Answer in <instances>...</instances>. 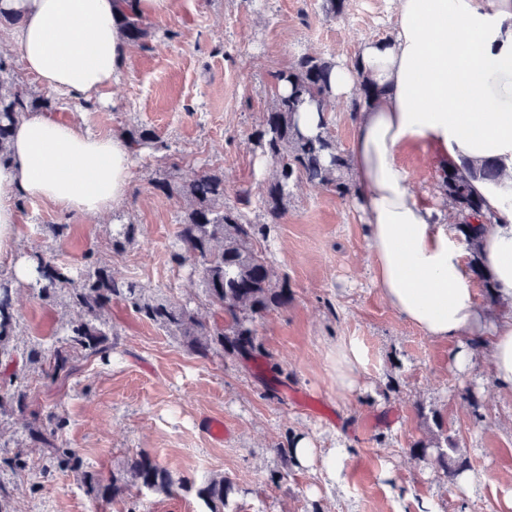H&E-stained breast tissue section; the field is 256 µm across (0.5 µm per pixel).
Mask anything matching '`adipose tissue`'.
I'll return each mask as SVG.
<instances>
[{"label": "adipose tissue", "mask_w": 512, "mask_h": 512, "mask_svg": "<svg viewBox=\"0 0 512 512\" xmlns=\"http://www.w3.org/2000/svg\"><path fill=\"white\" fill-rule=\"evenodd\" d=\"M171 0H0L18 16L13 42L24 67L49 91L103 95L130 45L126 8L162 16ZM378 95L364 106L347 162L369 226L373 281L389 306L441 342L480 335L490 372L512 388V0H398L390 34L362 44L331 73L332 98L360 79ZM424 143L438 170L496 160L503 181L471 185L491 222L483 254L504 307L488 317L462 261L463 217L427 205L399 165L403 146ZM0 165V256L14 248L15 196L65 212L106 214L126 196L133 165L124 140L80 131L47 112L23 115Z\"/></svg>", "instance_id": "obj_1"}]
</instances>
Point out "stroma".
Instances as JSON below:
<instances>
[{
    "label": "stroma",
    "instance_id": "stroma-1",
    "mask_svg": "<svg viewBox=\"0 0 512 512\" xmlns=\"http://www.w3.org/2000/svg\"><path fill=\"white\" fill-rule=\"evenodd\" d=\"M397 0H347L332 17L324 0H171L150 18V50L133 48L104 96L77 100L59 91L58 118L80 130L123 136L135 126L154 129L167 150L143 149L124 201L105 217L63 212L25 199L18 206L15 247L0 259V277L17 261L54 255L80 266L88 249L121 277L174 303H204L191 267L171 263L183 199L158 189L192 180L204 170L224 176V203L255 224H270L264 197L273 169L254 133L271 105L274 72L299 55L352 60L359 47L387 35ZM428 147L414 144L397 160L411 188L429 205L442 201ZM66 225L54 237L51 225ZM135 227L124 251L113 252L112 230ZM260 246L275 284H287L288 304L256 316L257 339L279 367L276 391L249 362L218 352L191 354L182 342L143 319L124 301L108 312L117 345L109 361L76 356L69 375L26 367L20 354L40 342L64 347L74 311L48 304L26 286L15 295L19 354L0 365V381L24 376L30 398L24 414H0V485L8 512H209L199 488L227 478L232 512H507L512 491V390L499 386L482 350L475 366H453L456 342H437L403 320L371 282L368 226L355 199L295 182L288 208ZM364 353L356 388L336 386L334 354L342 339ZM68 421L65 440L85 470L123 478L128 463L147 456L168 469L165 492L129 488L102 494L72 470L51 466L26 425L48 408ZM223 419L230 430L212 443L202 421ZM448 435L466 464L470 483H449L443 470L420 458L418 441ZM299 436L317 447L345 446V481L285 467L273 449ZM24 471L14 468L15 461Z\"/></svg>",
    "mask_w": 512,
    "mask_h": 512
}]
</instances>
